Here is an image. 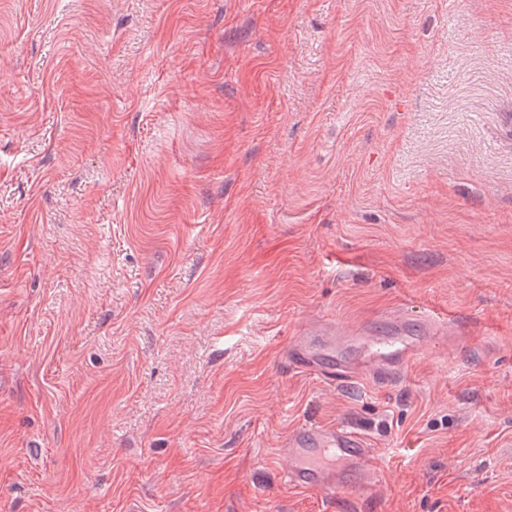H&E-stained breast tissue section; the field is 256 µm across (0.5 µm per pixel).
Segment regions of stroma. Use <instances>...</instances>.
Segmentation results:
<instances>
[{
    "label": "stroma",
    "mask_w": 512,
    "mask_h": 512,
    "mask_svg": "<svg viewBox=\"0 0 512 512\" xmlns=\"http://www.w3.org/2000/svg\"><path fill=\"white\" fill-rule=\"evenodd\" d=\"M393 311L395 379L282 360ZM0 512H512V0H0ZM283 447L287 483L295 489L359 500L376 475L374 449L346 427L311 424L290 433Z\"/></svg>",
    "instance_id": "35a3bbf8"
}]
</instances>
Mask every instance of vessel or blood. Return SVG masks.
Listing matches in <instances>:
<instances>
[{"mask_svg": "<svg viewBox=\"0 0 512 512\" xmlns=\"http://www.w3.org/2000/svg\"><path fill=\"white\" fill-rule=\"evenodd\" d=\"M386 334L371 325L338 332L328 326L303 331L288 346L286 357L297 368L341 384L361 374L398 377L423 354L431 336L445 331L442 321L411 324L403 314L387 315ZM289 460L287 483L328 497L357 500L372 484L375 452L367 439L342 426L312 424L289 434L284 443Z\"/></svg>", "mask_w": 512, "mask_h": 512, "instance_id": "vessel-or-blood-1", "label": "vessel or blood"}]
</instances>
